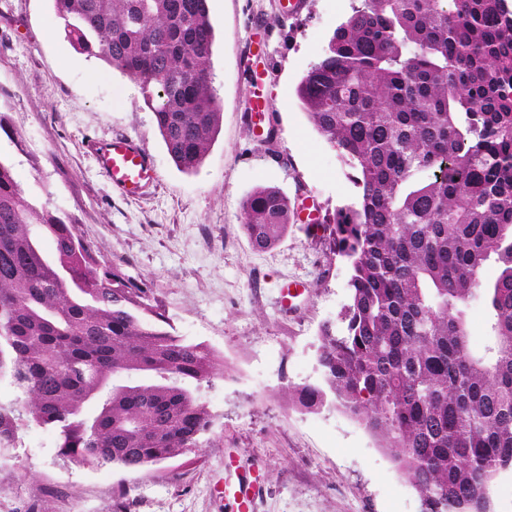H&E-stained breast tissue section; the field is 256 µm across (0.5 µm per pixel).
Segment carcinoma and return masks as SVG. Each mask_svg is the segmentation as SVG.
Wrapping results in <instances>:
<instances>
[{
  "label": "carcinoma",
  "mask_w": 512,
  "mask_h": 512,
  "mask_svg": "<svg viewBox=\"0 0 512 512\" xmlns=\"http://www.w3.org/2000/svg\"><path fill=\"white\" fill-rule=\"evenodd\" d=\"M53 4L78 50L140 84L176 167L197 170L223 116L208 0ZM296 95L355 171V194L320 219L351 268L346 325L320 330L324 386L289 400L314 409L332 395L422 512H493L492 484L512 472V3L353 0ZM292 216L277 187L241 204L259 251ZM474 300L491 322L482 354ZM165 323L152 288L32 202L0 158V380L15 392L0 404V447L22 413L81 464L142 473L201 447L212 415L192 384L224 375V358ZM469 319L471 323L470 336L473 344L482 348L486 343L485 320L486 312L483 304L475 300L471 303L469 309Z\"/></svg>",
  "instance_id": "carcinoma-1"
}]
</instances>
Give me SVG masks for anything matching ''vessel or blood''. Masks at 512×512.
Returning a JSON list of instances; mask_svg holds the SVG:
<instances>
[{"label":"vessel or blood","instance_id":"b4317fda","mask_svg":"<svg viewBox=\"0 0 512 512\" xmlns=\"http://www.w3.org/2000/svg\"><path fill=\"white\" fill-rule=\"evenodd\" d=\"M100 169L110 180L113 189L128 198L143 195L158 180L152 156L136 139L112 137L92 142ZM226 477L216 487L217 494L232 512H255L262 494V475L259 464L237 467L235 460L224 463Z\"/></svg>","mask_w":512,"mask_h":512}]
</instances>
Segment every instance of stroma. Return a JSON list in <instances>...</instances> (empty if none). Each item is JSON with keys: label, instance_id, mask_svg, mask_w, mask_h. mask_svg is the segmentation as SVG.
I'll return each mask as SVG.
<instances>
[{"label": "stroma", "instance_id": "obj_1", "mask_svg": "<svg viewBox=\"0 0 512 512\" xmlns=\"http://www.w3.org/2000/svg\"><path fill=\"white\" fill-rule=\"evenodd\" d=\"M209 0L215 29L219 132L200 168L169 156L139 86L68 40L52 0H0V156L35 202L77 221L108 263L154 292L175 335L224 357V374L201 385L213 417L202 445L135 474L77 465L55 438L22 423L0 450V512H227L212 487L224 460L261 461L256 512H421L408 479L363 425L333 402L308 410L288 392L317 385L319 333L339 323L350 269L312 240L308 211L324 215L350 198L349 170L301 109L296 86L351 12L352 0ZM264 69L273 146L255 141L250 67ZM125 134L152 154L159 180L123 198L88 150V139ZM273 186L297 210L274 248H253L240 204ZM304 288L280 311L282 283Z\"/></svg>", "mask_w": 512, "mask_h": 512}]
</instances>
